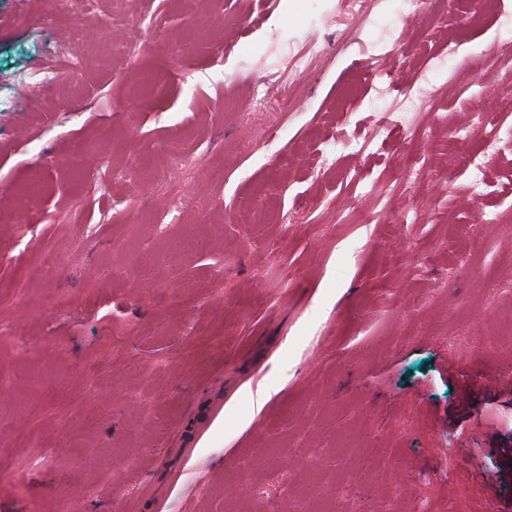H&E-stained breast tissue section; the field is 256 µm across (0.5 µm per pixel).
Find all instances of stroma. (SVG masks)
Segmentation results:
<instances>
[{
    "label": "stroma",
    "mask_w": 512,
    "mask_h": 512,
    "mask_svg": "<svg viewBox=\"0 0 512 512\" xmlns=\"http://www.w3.org/2000/svg\"><path fill=\"white\" fill-rule=\"evenodd\" d=\"M397 6L0 0V512H512V41ZM473 127L480 128L483 132V138L487 147L496 145L501 139V127L498 123H491L488 119L481 115L467 120L461 131L467 133Z\"/></svg>",
    "instance_id": "obj_1"
}]
</instances>
